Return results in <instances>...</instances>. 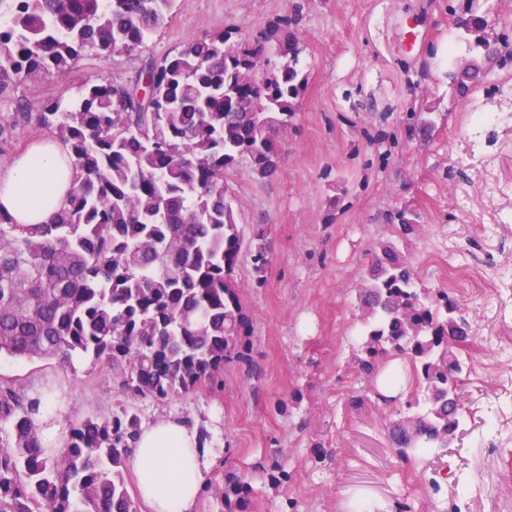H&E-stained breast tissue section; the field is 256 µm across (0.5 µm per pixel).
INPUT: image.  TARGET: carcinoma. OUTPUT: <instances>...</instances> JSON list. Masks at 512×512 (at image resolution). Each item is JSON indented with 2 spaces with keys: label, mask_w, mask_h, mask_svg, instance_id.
I'll return each mask as SVG.
<instances>
[{
  "label": "carcinoma",
  "mask_w": 512,
  "mask_h": 512,
  "mask_svg": "<svg viewBox=\"0 0 512 512\" xmlns=\"http://www.w3.org/2000/svg\"><path fill=\"white\" fill-rule=\"evenodd\" d=\"M172 0H0V92L37 72H65L84 52L140 48ZM469 50L487 51V20L464 0ZM291 20L228 46L224 33L189 41L132 80L101 78L41 111L1 112L0 143L19 121L61 142L74 177L50 224H16L0 211V356L107 364L118 411L70 424L44 448L41 399L0 382V512H139L127 458L141 429L128 403L222 387L224 364L246 359L248 317L232 273L242 238L224 197V171L242 160L276 172L275 133L288 126L307 77ZM276 58L272 70H265ZM482 68L455 84L466 96ZM359 298L370 307L354 357L376 377L388 355L412 364L423 398L389 435L409 461L446 448L460 430L470 341L460 304L422 288L398 246H382ZM203 492L243 505L248 487Z\"/></svg>",
  "instance_id": "carcinoma-1"
}]
</instances>
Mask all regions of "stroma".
<instances>
[{
	"label": "stroma",
	"instance_id": "1",
	"mask_svg": "<svg viewBox=\"0 0 512 512\" xmlns=\"http://www.w3.org/2000/svg\"><path fill=\"white\" fill-rule=\"evenodd\" d=\"M459 0H173L143 48L85 53L64 74L39 73L0 93V113L73 96L85 81L134 79L149 58L175 55L219 32L230 44L292 19L307 85L278 134L280 167L260 177L248 161L224 174L243 245L232 277L249 326L247 360L224 367L219 392L201 388L143 399V422L177 418L208 431L219 456L210 477L248 485L245 512H512V0H489L486 33L503 55L459 97L447 44L459 35ZM427 35L412 41L411 29ZM479 112L498 115L493 137L474 138ZM418 232L400 248L419 282L438 287L435 262L454 269V296L474 342L461 385L466 423L448 447L400 462L389 429L416 387L394 401L350 410L362 388L353 353L365 311L358 290L398 212ZM265 248L257 273L253 254ZM58 424L117 409L114 375L78 361L0 357V380L35 394ZM496 421L499 449L486 432ZM329 448L314 462V443ZM290 479L272 486L274 465Z\"/></svg>",
	"mask_w": 512,
	"mask_h": 512
}]
</instances>
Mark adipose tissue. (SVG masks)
Returning a JSON list of instances; mask_svg holds the SVG:
<instances>
[{
	"mask_svg": "<svg viewBox=\"0 0 512 512\" xmlns=\"http://www.w3.org/2000/svg\"><path fill=\"white\" fill-rule=\"evenodd\" d=\"M70 187L65 146L37 144L0 174V209L19 224H46L65 205ZM216 456L199 428L174 419L143 427L129 463L149 512H194Z\"/></svg>",
	"mask_w": 512,
	"mask_h": 512,
	"instance_id": "obj_1",
	"label": "adipose tissue"
}]
</instances>
